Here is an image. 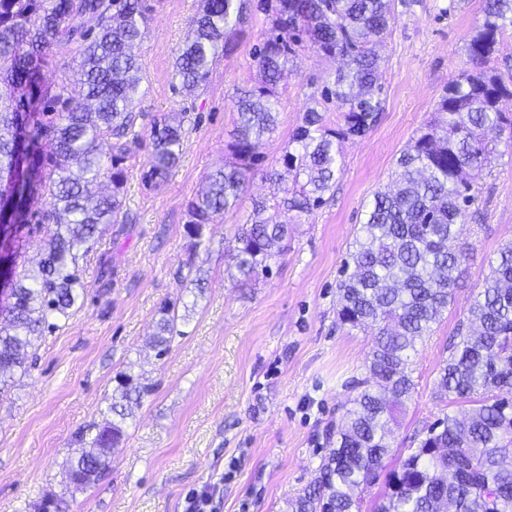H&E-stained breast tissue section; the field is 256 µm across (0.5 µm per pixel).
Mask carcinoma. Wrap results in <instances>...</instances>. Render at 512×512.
<instances>
[{
	"instance_id": "cac0c4a2",
	"label": "carcinoma",
	"mask_w": 512,
	"mask_h": 512,
	"mask_svg": "<svg viewBox=\"0 0 512 512\" xmlns=\"http://www.w3.org/2000/svg\"><path fill=\"white\" fill-rule=\"evenodd\" d=\"M395 0H258L269 27L255 48L254 85L235 99L236 127L227 144L231 160L203 181L191 200L192 249L204 228L224 217L245 192L258 149L275 130L274 89L288 63L309 47L345 66L321 101H335L343 119L336 132L324 113L309 107L288 142L281 169L270 177L282 187L277 208L309 213L336 183L341 166L336 139L361 137L382 111L377 44L396 23ZM243 0H201L174 72L183 88L206 84L218 58L229 50L242 21ZM149 8L143 0H0V183L24 187L2 194L12 213L0 222V266L10 273L0 301V395L15 375L30 369L27 349L57 320L71 315L88 288L79 266L102 224L124 223V170L133 105L142 80L134 48L143 40ZM512 0H484L482 22L466 51L474 71L448 83L437 116L397 160L391 185L376 192L351 253L353 271L338 286L337 316L351 329L376 330L357 380L356 395L336 427V447L310 483L289 502L290 512H363L367 488L391 454L388 436L398 424L416 383L411 353L430 335L452 301V272L470 259L465 240L466 207L475 201L490 152L489 134L509 132L512 116L500 102L512 99V75L487 67L497 51ZM81 40L74 68L88 105L71 107L69 84H48L45 69L54 46ZM186 113L153 121L146 182L167 179L180 160ZM112 139L111 165L102 144ZM109 178L112 190L90 204V186ZM53 207L42 208L45 195ZM254 202L247 227L228 245L242 281L268 275L281 256L288 224L264 217ZM41 235L44 249L29 267L17 233ZM235 274V275H237ZM230 275V278H235ZM155 343L168 350L176 330L174 307L160 310ZM467 321L458 324L450 355L432 396L469 406L460 420L446 413L424 428L417 446L387 470L386 491L374 512H512V243L489 262ZM147 387L122 376L109 398L112 418L77 435L80 455L70 463L76 490L95 484L109 468L112 449L125 435V420Z\"/></svg>"
}]
</instances>
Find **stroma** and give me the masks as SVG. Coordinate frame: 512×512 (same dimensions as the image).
<instances>
[{
    "label": "stroma",
    "mask_w": 512,
    "mask_h": 512,
    "mask_svg": "<svg viewBox=\"0 0 512 512\" xmlns=\"http://www.w3.org/2000/svg\"><path fill=\"white\" fill-rule=\"evenodd\" d=\"M153 10L138 52L144 80L135 129L122 163L129 220L107 225L82 261L88 288L72 315L35 338L30 372L0 401V512H36L47 495L67 512H186L207 490L204 512H288L314 477L330 444L326 429L354 396L372 329L336 318V287L373 194L432 117L448 83L470 70L465 51L482 20L483 0H414L397 7V24L379 46L383 110L361 138H341L342 173L323 203L291 219L288 248L251 288L227 279V245L253 198L275 203L280 167L295 128L337 61L312 49L297 55L278 84L277 128L260 149L237 211L209 225L199 250L187 232L188 204L206 175L223 165L237 117L239 89L255 76L252 54L264 14L250 10L205 86L174 79V60L200 0H147ZM186 111L181 158L157 189L144 185L153 119ZM475 217L466 227L472 258L434 333L413 355L416 391L392 434V449L413 446L445 409L431 395L448 346L488 272V260L512 241V143L498 140L483 169ZM208 281L198 291L196 278ZM175 305L179 335L165 354L154 346L164 304ZM149 385L125 423L103 478L71 491L75 435L101 422L119 375Z\"/></svg>",
    "instance_id": "obj_1"
}]
</instances>
